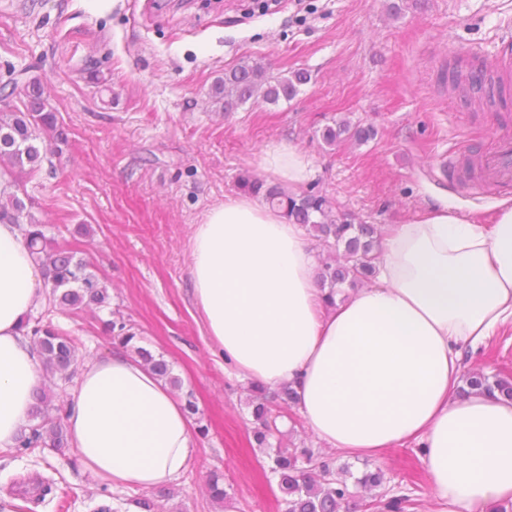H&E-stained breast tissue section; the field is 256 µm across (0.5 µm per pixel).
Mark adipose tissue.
I'll use <instances>...</instances> for the list:
<instances>
[{"instance_id": "1", "label": "adipose tissue", "mask_w": 512, "mask_h": 512, "mask_svg": "<svg viewBox=\"0 0 512 512\" xmlns=\"http://www.w3.org/2000/svg\"><path fill=\"white\" fill-rule=\"evenodd\" d=\"M258 165L293 191L313 174L292 145L269 146ZM496 210L488 226L444 204L392 226L375 283L330 302L304 228L258 197L231 195L192 232L194 304L235 374L291 386L328 448H416L434 512H487L512 502V401L455 392L463 348L512 322V198ZM44 300L21 226L0 223V448L16 446L41 384L20 327ZM66 428L90 476L115 488L172 482L194 447L170 387L122 353L83 365Z\"/></svg>"}]
</instances>
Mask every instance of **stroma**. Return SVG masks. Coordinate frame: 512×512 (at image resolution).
Masks as SVG:
<instances>
[{"label":"stroma","mask_w":512,"mask_h":512,"mask_svg":"<svg viewBox=\"0 0 512 512\" xmlns=\"http://www.w3.org/2000/svg\"><path fill=\"white\" fill-rule=\"evenodd\" d=\"M511 41L512 0H270L258 11L253 0H0V83L38 79L68 134L62 155L22 181L30 212L47 236L80 239L109 295L101 308L37 314L73 338L78 363L138 346L163 357L181 401L198 409L193 425L207 428L188 469L148 491L95 481L71 447L0 451V512H129L144 497L164 512H222L205 488L214 472L231 512H279L252 433L253 383L225 363L194 307L193 228L238 193L240 176L259 175L272 144L306 153L309 188L355 223L383 230L442 202L492 223L512 187L476 193L465 169L470 155L512 133V112L470 99L464 79L473 54ZM91 59L101 84L87 80ZM243 60L308 80L292 100L224 112L211 86ZM345 118L373 126L375 137L326 144L324 128ZM451 155L452 176L441 170ZM115 314L133 325L134 347L106 332ZM462 367L512 377V325L465 350ZM330 461L355 475L381 469L377 503L407 494L419 499L416 512H429L418 449Z\"/></svg>","instance_id":"stroma-1"}]
</instances>
